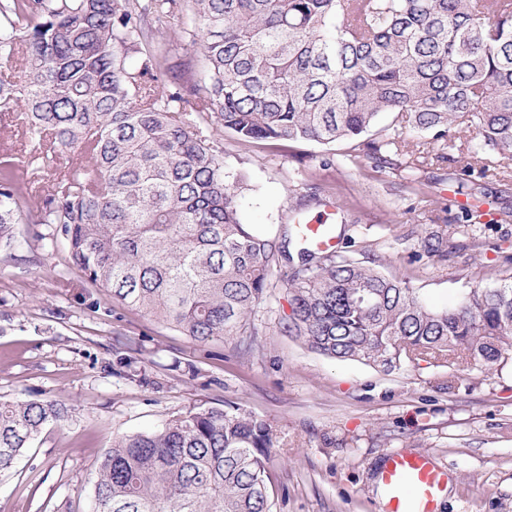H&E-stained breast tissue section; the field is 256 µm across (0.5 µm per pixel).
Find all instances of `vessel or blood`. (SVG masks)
Returning a JSON list of instances; mask_svg holds the SVG:
<instances>
[{
	"label": "vessel or blood",
	"mask_w": 512,
	"mask_h": 512,
	"mask_svg": "<svg viewBox=\"0 0 512 512\" xmlns=\"http://www.w3.org/2000/svg\"><path fill=\"white\" fill-rule=\"evenodd\" d=\"M305 236L319 250L333 251L338 247L327 225H306ZM379 479L386 491L381 512H438L449 474L429 454L394 452L386 458Z\"/></svg>",
	"instance_id": "obj_1"
}]
</instances>
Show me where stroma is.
I'll return each instance as SVG.
<instances>
[{"instance_id": "stroma-1", "label": "stroma", "mask_w": 512, "mask_h": 512, "mask_svg": "<svg viewBox=\"0 0 512 512\" xmlns=\"http://www.w3.org/2000/svg\"><path fill=\"white\" fill-rule=\"evenodd\" d=\"M178 21L149 43L167 76L200 80L202 31ZM200 122L242 181L245 223L278 235L298 202L305 224H332L345 255L369 261L442 308L471 289L512 282V181L464 171L472 131L430 141L445 161L375 167L339 142L244 143L215 116ZM478 206V222L465 207ZM442 237L445 260L424 240ZM282 271L238 337L198 342L94 288L56 224L26 221L0 251V398L46 400L66 415L45 425L10 474L0 512H89L97 465L115 439L161 427L192 408L234 406L278 437L267 485L271 512H379L375 480L387 455L422 452L447 469L440 512H512V355L455 370L422 362L385 371L329 359L288 336Z\"/></svg>"}]
</instances>
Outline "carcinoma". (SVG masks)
I'll list each match as a JSON object with an SVG mask.
<instances>
[{
    "instance_id": "1",
    "label": "carcinoma",
    "mask_w": 512,
    "mask_h": 512,
    "mask_svg": "<svg viewBox=\"0 0 512 512\" xmlns=\"http://www.w3.org/2000/svg\"><path fill=\"white\" fill-rule=\"evenodd\" d=\"M204 32L201 82L166 92L145 48L149 19L176 0H0V117L19 151L67 153L73 177L33 195L0 158V245L39 199L88 282L199 341L239 336L286 275L284 329L309 350L384 370L432 360L495 363L512 354V284L431 308L380 269L288 245L241 217L212 112L244 142L331 146L368 134L385 112L433 139L460 124L512 168V0H191ZM417 143L396 128L366 143L388 164ZM54 404L0 401V472L12 469ZM272 426L234 407L197 408L116 440L97 471L91 512H269Z\"/></svg>"
}]
</instances>
